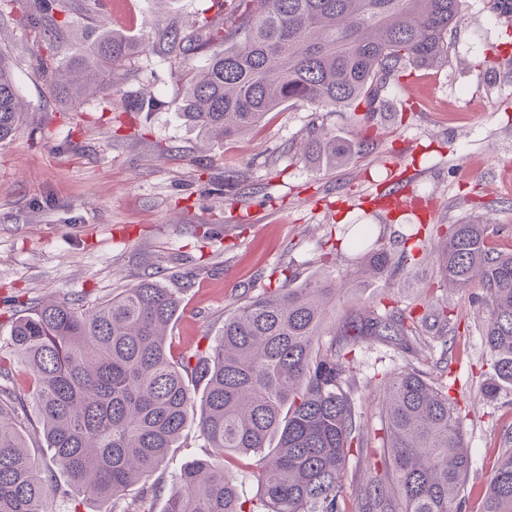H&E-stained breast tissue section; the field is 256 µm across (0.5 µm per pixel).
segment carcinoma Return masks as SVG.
<instances>
[{
  "label": "carcinoma",
  "mask_w": 512,
  "mask_h": 512,
  "mask_svg": "<svg viewBox=\"0 0 512 512\" xmlns=\"http://www.w3.org/2000/svg\"><path fill=\"white\" fill-rule=\"evenodd\" d=\"M198 26L186 34L165 23L132 40L99 31L80 62L58 61L54 33L77 0H42L38 15L16 25L39 49L36 66L57 89L80 100L91 93L101 112L121 92L124 62L161 52L186 60L207 56L200 70H184L179 117L207 138L226 139L259 125L288 104L320 109L365 105L385 110L388 81L409 68L448 59V30L461 19V0H206ZM28 108L11 66L0 52V140L14 134ZM303 155L333 166L351 156L334 134L312 132ZM491 224H454L441 244L439 273L457 288H478L485 309L481 336L494 376L484 396L512 385V251L496 248ZM437 224H413L402 242L428 251ZM374 273L386 278L413 253L371 240L365 227L353 241ZM282 285L224 313V331L208 355L175 361L167 330L180 306L175 293L144 279L119 295L83 306L67 298L38 304L15 318L11 356L33 381L32 400L52 461L83 495L122 506L126 490L166 465L192 421L213 455L254 460L258 493L239 490L212 458L186 463L164 512H462L471 459L464 447L462 408L443 359L435 370L414 363L430 321L447 310L391 305L381 296L360 309L333 315L336 289L328 280L300 279L286 267ZM380 342L410 357L405 369L384 372L379 403L382 435L369 432L358 404L355 351ZM204 383L197 398L188 377ZM0 387V512H52L47 491L54 471L26 445L29 421L22 401L4 402ZM199 415H194V406ZM373 477L350 498L349 465ZM160 492L150 482L146 494ZM483 512H512V451L498 458Z\"/></svg>",
  "instance_id": "1"
}]
</instances>
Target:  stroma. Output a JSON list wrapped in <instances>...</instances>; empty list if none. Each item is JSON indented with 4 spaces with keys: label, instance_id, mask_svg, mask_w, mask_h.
<instances>
[{
    "label": "stroma",
    "instance_id": "35a3bbf8",
    "mask_svg": "<svg viewBox=\"0 0 512 512\" xmlns=\"http://www.w3.org/2000/svg\"><path fill=\"white\" fill-rule=\"evenodd\" d=\"M80 2L57 33L69 59L88 52L98 26L136 40L160 17L189 31L201 7L200 0ZM493 2L463 0L462 21L448 32L447 63L418 71L412 84L394 81L388 111L372 119L369 146L337 167L306 161L299 145L315 128L356 145L364 107L285 105L242 135L209 140L176 114L178 60L148 53L127 62L123 91L131 101L153 93L154 109L101 118L94 98L76 103L51 91L30 39L0 19V50L30 108L25 125L0 141V345L14 319L41 301L87 304L147 277L182 298L169 331L177 358L206 351L224 330L225 311L268 288L277 267L331 273L345 303L387 290L447 308L451 320L426 356L456 359V386L467 395L464 451L473 461L464 512H480L512 431V388L492 400L481 394L491 355L474 290L444 286L435 253L388 284L351 271L361 224L393 241L411 224L488 221L512 249V18L494 12ZM228 169L239 174L237 191L224 185ZM397 185L418 197L414 210L382 207ZM206 453L196 425H188L155 475L164 495L180 468Z\"/></svg>",
    "mask_w": 512,
    "mask_h": 512
}]
</instances>
